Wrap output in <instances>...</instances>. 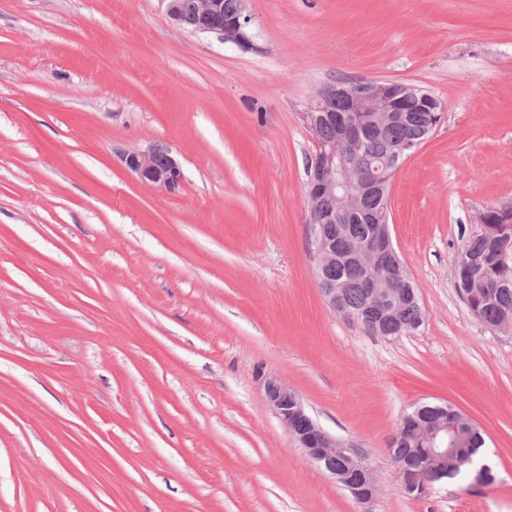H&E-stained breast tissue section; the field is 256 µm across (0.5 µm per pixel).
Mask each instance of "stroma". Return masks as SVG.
I'll list each match as a JSON object with an SVG mask.
<instances>
[{"instance_id": "35a3bbf8", "label": "stroma", "mask_w": 512, "mask_h": 512, "mask_svg": "<svg viewBox=\"0 0 512 512\" xmlns=\"http://www.w3.org/2000/svg\"><path fill=\"white\" fill-rule=\"evenodd\" d=\"M256 50L163 0H0V512H512V328L476 319L461 230L512 204V0H249ZM431 91L441 125L396 171L389 230L425 313L385 337L334 312L301 114L324 84ZM163 142L185 179L141 184ZM275 379L359 444L357 502L265 399ZM455 406L492 483L404 495L400 419ZM121 162L140 182L159 190L175 192L184 180L180 163L165 144L156 143L146 150L124 151Z\"/></svg>"}]
</instances>
